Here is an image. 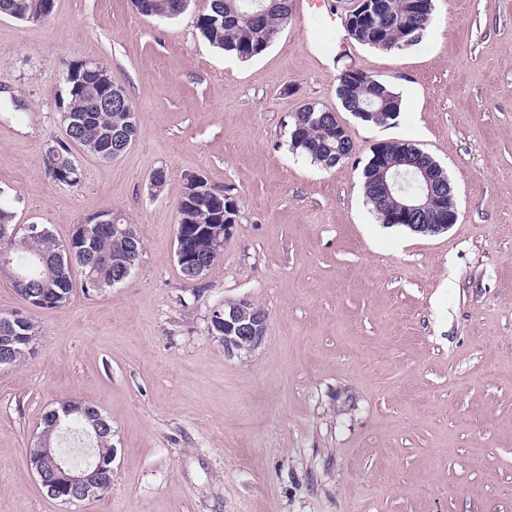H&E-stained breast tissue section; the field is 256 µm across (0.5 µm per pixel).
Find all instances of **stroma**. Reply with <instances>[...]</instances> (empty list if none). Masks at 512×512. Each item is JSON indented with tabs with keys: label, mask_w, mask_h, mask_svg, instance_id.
<instances>
[{
	"label": "stroma",
	"mask_w": 512,
	"mask_h": 512,
	"mask_svg": "<svg viewBox=\"0 0 512 512\" xmlns=\"http://www.w3.org/2000/svg\"><path fill=\"white\" fill-rule=\"evenodd\" d=\"M293 0L276 40L248 61L196 27L207 0L160 21L131 0H55L51 18L0 14V205L59 240L99 210L143 241L121 285L27 306L0 273V312L20 310L36 352L0 369V512H512V0H434L415 46L349 39V0ZM94 59L135 108L113 162L73 147L79 185L51 182L64 138L54 93L66 62ZM353 67L388 82L399 118L376 126L336 99ZM352 142L326 170L293 154L304 103ZM405 140L456 185L458 220L421 235L378 223L361 172ZM166 172L161 193L150 175ZM232 189L240 215L198 281L174 257L187 178ZM248 299L269 314L251 357L227 356L211 309ZM73 399L112 419V491L49 498L29 452L46 412Z\"/></svg>",
	"instance_id": "35a3bbf8"
}]
</instances>
